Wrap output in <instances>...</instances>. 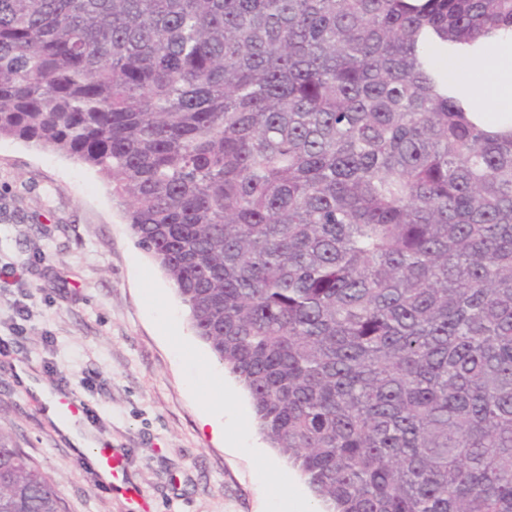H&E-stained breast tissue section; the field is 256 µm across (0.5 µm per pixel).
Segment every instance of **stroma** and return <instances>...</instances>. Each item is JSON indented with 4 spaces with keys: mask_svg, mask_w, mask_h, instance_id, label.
<instances>
[{
    "mask_svg": "<svg viewBox=\"0 0 512 512\" xmlns=\"http://www.w3.org/2000/svg\"><path fill=\"white\" fill-rule=\"evenodd\" d=\"M1 266L11 275L0 278V434L54 481L66 512L129 510L47 416L39 383L84 402L77 428L122 450L149 512H309L307 484L260 432L246 390L197 336L95 168L0 138ZM205 416L223 423V441L202 429Z\"/></svg>",
    "mask_w": 512,
    "mask_h": 512,
    "instance_id": "1",
    "label": "stroma"
}]
</instances>
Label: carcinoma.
Segmentation results:
<instances>
[{"instance_id": "cac0c4a2", "label": "carcinoma", "mask_w": 512, "mask_h": 512, "mask_svg": "<svg viewBox=\"0 0 512 512\" xmlns=\"http://www.w3.org/2000/svg\"><path fill=\"white\" fill-rule=\"evenodd\" d=\"M512 0H0V137L98 169L321 512H512ZM0 512H64L0 435ZM477 82L469 84V90L485 100L493 117L499 106L512 107V42L497 47L476 70Z\"/></svg>"}]
</instances>
